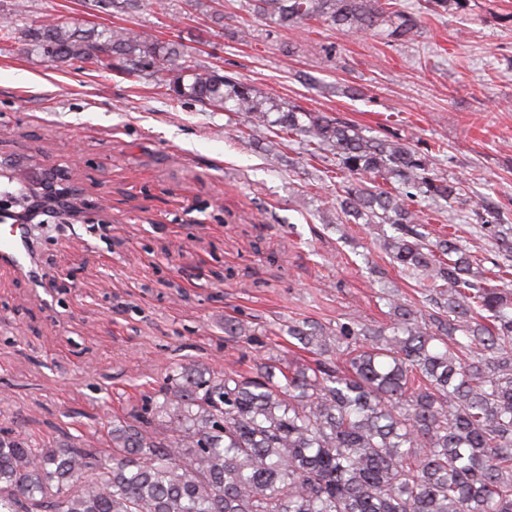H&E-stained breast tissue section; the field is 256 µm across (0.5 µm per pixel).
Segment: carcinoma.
Listing matches in <instances>:
<instances>
[{
	"mask_svg": "<svg viewBox=\"0 0 512 512\" xmlns=\"http://www.w3.org/2000/svg\"><path fill=\"white\" fill-rule=\"evenodd\" d=\"M252 2L284 27L317 21L389 42L412 41L421 23L392 0ZM24 36L53 63L115 61L178 99L336 152L341 212L389 225L379 246L422 281L431 311L391 290L386 329L357 317L335 330L290 326L315 358L288 372L267 364L254 377H205L173 367L158 396L112 421L105 462L94 448L1 436L0 512H512V281L491 284L457 235L430 240L412 203L449 206L458 195L435 156L180 65V41L56 19ZM471 219L497 229L512 257V227L497 212L478 201Z\"/></svg>",
	"mask_w": 512,
	"mask_h": 512,
	"instance_id": "cac0c4a2",
	"label": "carcinoma"
}]
</instances>
